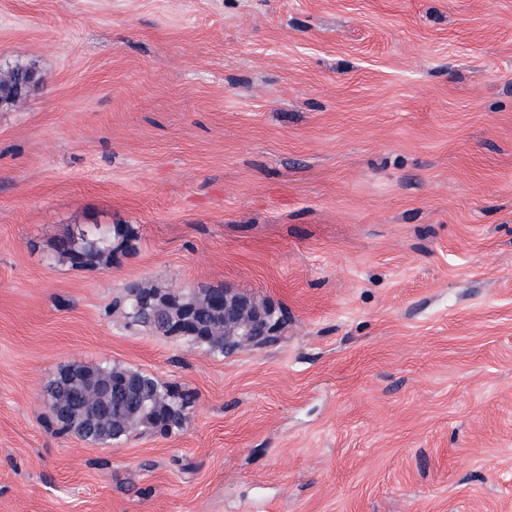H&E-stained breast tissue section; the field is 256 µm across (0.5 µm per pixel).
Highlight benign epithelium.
Instances as JSON below:
<instances>
[{
  "label": "benign epithelium",
  "instance_id": "obj_1",
  "mask_svg": "<svg viewBox=\"0 0 512 512\" xmlns=\"http://www.w3.org/2000/svg\"><path fill=\"white\" fill-rule=\"evenodd\" d=\"M41 82L38 70L32 66L1 69L0 106L4 108L20 102ZM215 306L224 312V344L234 349L246 344H262L276 335L281 327V319L276 317L271 304L230 288L217 295Z\"/></svg>",
  "mask_w": 512,
  "mask_h": 512
}]
</instances>
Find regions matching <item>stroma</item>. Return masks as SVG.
Masks as SVG:
<instances>
[{
  "instance_id": "obj_1",
  "label": "stroma",
  "mask_w": 512,
  "mask_h": 512,
  "mask_svg": "<svg viewBox=\"0 0 512 512\" xmlns=\"http://www.w3.org/2000/svg\"><path fill=\"white\" fill-rule=\"evenodd\" d=\"M0 512H512V0H0ZM128 228L111 267L52 248ZM284 309L217 356L126 288ZM194 391L55 431L67 363ZM42 78L32 66H21L15 69L0 70V106L1 108L16 105L30 90L39 85ZM126 374L140 377L141 403L113 411L105 387ZM57 375L46 387L54 423L61 433L96 443L118 444L136 430L169 435L183 428L192 401L178 384L118 365L70 364Z\"/></svg>"
}]
</instances>
